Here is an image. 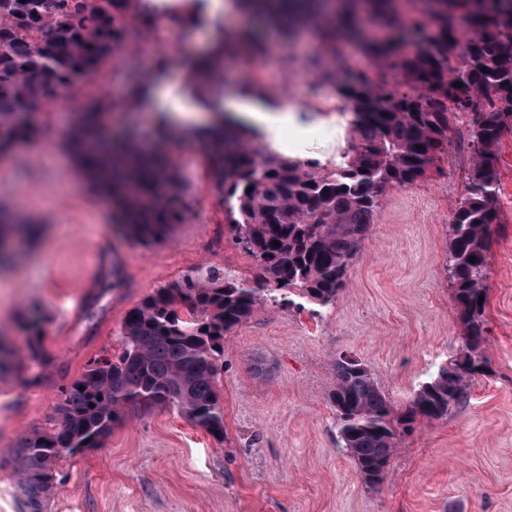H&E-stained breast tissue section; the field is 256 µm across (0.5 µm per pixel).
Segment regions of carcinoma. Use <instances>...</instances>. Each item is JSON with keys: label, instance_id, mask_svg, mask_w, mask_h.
<instances>
[{"label": "carcinoma", "instance_id": "carcinoma-1", "mask_svg": "<svg viewBox=\"0 0 512 512\" xmlns=\"http://www.w3.org/2000/svg\"><path fill=\"white\" fill-rule=\"evenodd\" d=\"M234 2L277 22L290 39L297 29L314 27L313 66L333 82L336 111L350 115L347 147L331 165L260 151L249 129L227 120L195 136L206 175L227 204V223L266 284L281 292L280 302H292L293 294L319 307L334 302L382 190L424 179L448 153L450 119L470 114L473 161L452 221L448 273L466 348L478 350L485 342L479 296L486 293L488 228L500 223V147L512 132V0H410L423 16L425 36L416 41L393 36L412 21L399 0H342L340 16L316 13L327 0ZM167 12L148 0H0V156L34 135L30 109L38 96L52 98L78 76L102 70L118 46L140 40ZM127 18L134 24L127 25ZM343 35L358 44L369 70L345 76L324 70L325 57L340 55ZM242 45V67L256 70L265 63L263 35L250 29L213 41L192 66H201L211 84L219 60ZM128 86L131 100L146 94V80L135 73ZM107 110L100 102L82 113L69 146L97 186L112 187L114 213L131 237H163L183 223L190 206L170 161L147 153L131 135L111 142L101 121ZM5 212L0 207L1 270L8 265L4 252L11 237L20 241L33 229L12 223ZM262 299L234 274L200 268L132 309L123 322L120 355L89 360L81 378L63 388L59 427L33 431L16 443L15 472L31 512H40L42 501L58 489L59 461L99 447L131 406L173 404L191 424L223 439L218 381L224 336L250 318ZM41 335L32 323L26 342L31 361L42 360ZM335 369L329 399L338 433L366 473L389 464L399 426L420 416L447 417L466 397L475 366L469 356L442 366L400 415L362 362L343 356Z\"/></svg>", "mask_w": 512, "mask_h": 512}]
</instances>
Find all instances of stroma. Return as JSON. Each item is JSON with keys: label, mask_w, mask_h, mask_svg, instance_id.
<instances>
[{"label": "stroma", "mask_w": 512, "mask_h": 512, "mask_svg": "<svg viewBox=\"0 0 512 512\" xmlns=\"http://www.w3.org/2000/svg\"><path fill=\"white\" fill-rule=\"evenodd\" d=\"M163 27L177 44L161 49L157 35L144 34L142 45L118 51L113 71L39 101L36 135L0 157V202L40 228L17 242L14 264L0 271V342L14 352L0 366V512H30L11 451L23 434L59 425L63 387L91 358L120 352L130 309L201 267L264 285L236 244L200 147L157 144L154 107L123 105L128 73H150L157 56L179 58L210 41L184 22ZM265 40L273 63L259 80L269 106L290 103L299 115L282 129L279 154L335 162L346 142L334 85L315 83L304 47L271 28ZM102 98L118 104L113 132L135 130L176 164L190 210L162 240L121 235L101 190L72 163L65 131ZM469 135L467 117L452 119L438 171L383 191L333 304L314 314L267 299L225 336L223 440L172 405L127 409L100 447L61 461V486L44 512H512V135L500 147L502 221L490 227L486 341L465 401L401 435L373 489L339 438L328 399L343 355L362 360L400 411L442 364L466 354L446 264L471 168ZM107 256L120 272L112 290L101 277ZM75 301L80 307L68 315ZM33 317L43 330L41 367L23 358ZM255 361L262 373L251 371Z\"/></svg>", "instance_id": "obj_1"}]
</instances>
